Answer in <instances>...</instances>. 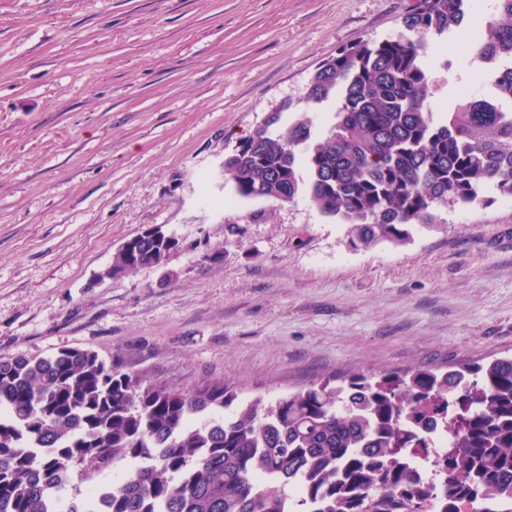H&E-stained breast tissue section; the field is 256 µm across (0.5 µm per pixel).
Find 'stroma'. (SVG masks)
Segmentation results:
<instances>
[{
    "instance_id": "35a3bbf8",
    "label": "stroma",
    "mask_w": 512,
    "mask_h": 512,
    "mask_svg": "<svg viewBox=\"0 0 512 512\" xmlns=\"http://www.w3.org/2000/svg\"><path fill=\"white\" fill-rule=\"evenodd\" d=\"M419 0H0V356L89 349L267 400L324 376L512 355V205L353 248L306 195L241 199L224 160L347 45ZM467 25L429 38L435 111L484 93ZM159 225L158 265L104 279Z\"/></svg>"
}]
</instances>
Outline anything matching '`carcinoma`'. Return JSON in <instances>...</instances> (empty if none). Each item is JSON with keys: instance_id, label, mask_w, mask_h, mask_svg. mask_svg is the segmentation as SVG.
<instances>
[{"instance_id": "cac0c4a2", "label": "carcinoma", "mask_w": 512, "mask_h": 512, "mask_svg": "<svg viewBox=\"0 0 512 512\" xmlns=\"http://www.w3.org/2000/svg\"><path fill=\"white\" fill-rule=\"evenodd\" d=\"M468 0H420L403 19L410 37L359 41L310 77L281 110L338 101L328 136L299 119L243 139L224 161L243 199L293 201L352 226L354 241L403 244L408 226L437 223L448 206L512 197V0H496L478 54L495 62L494 96L450 112L427 106L425 38L471 20ZM173 244L162 227L118 250L112 275L161 263ZM233 387L188 392L144 382L91 350L0 357V512H427L432 493L406 455L424 434L456 428L443 496L473 512H512V358L444 372L414 367L326 376L274 401L224 410ZM100 482L97 509L63 499L74 467ZM297 482L304 495L288 507Z\"/></svg>"}]
</instances>
